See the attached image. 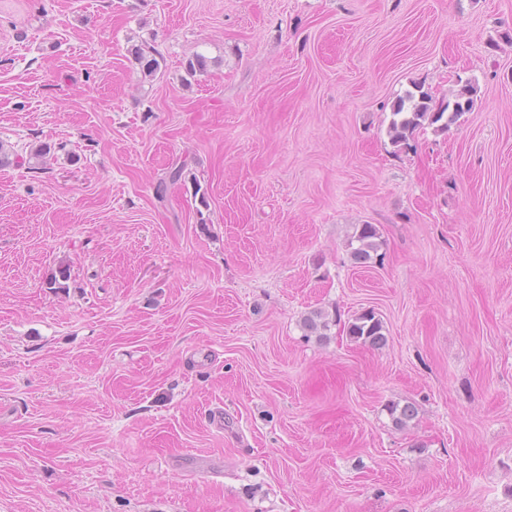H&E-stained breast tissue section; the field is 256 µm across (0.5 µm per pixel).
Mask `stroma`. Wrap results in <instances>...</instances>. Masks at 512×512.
Returning a JSON list of instances; mask_svg holds the SVG:
<instances>
[{"label":"stroma","mask_w":512,"mask_h":512,"mask_svg":"<svg viewBox=\"0 0 512 512\" xmlns=\"http://www.w3.org/2000/svg\"><path fill=\"white\" fill-rule=\"evenodd\" d=\"M0 143V512H512V0H0ZM129 53L140 66V71L144 77L153 80L160 71L161 61H163L157 49L151 44L142 41L140 44L133 45ZM457 86L458 88L452 92L454 101L450 112L449 100L445 104L432 105V98L419 90L418 97L412 92L400 97L393 105L388 127L391 143L398 149H403L409 145L414 131L425 123L433 126L443 121L441 128H448L463 112H468L473 107L477 88L472 82L462 83V80L458 81ZM380 233L376 225L359 224L351 235L348 246L356 264H366L381 247ZM332 325H336V316L330 318V315L322 310H314L302 320L304 334L316 336L318 339L326 338ZM382 320L369 310L356 315L347 325V335L355 342L380 348L387 342Z\"/></svg>","instance_id":"1"}]
</instances>
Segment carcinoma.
I'll return each mask as SVG.
<instances>
[{
	"instance_id": "carcinoma-1",
	"label": "carcinoma",
	"mask_w": 512,
	"mask_h": 512,
	"mask_svg": "<svg viewBox=\"0 0 512 512\" xmlns=\"http://www.w3.org/2000/svg\"><path fill=\"white\" fill-rule=\"evenodd\" d=\"M134 61L140 66L144 77L153 79L161 69L162 56L157 49L146 43L135 44L129 50ZM477 88L472 82L458 83V88L452 92L453 103L432 104V98L424 93H406L393 105L392 118L389 122L388 135L391 143L403 149L409 145V140L415 130L424 124H441L447 128L455 123L458 117L469 111L474 104ZM348 246L350 256L357 264H365L381 247L380 233L374 224H360L351 235ZM336 324V318L322 310H314L302 320V329L307 336L323 339L328 336L331 326ZM347 335L350 339L372 348H380L387 342L382 320L369 310L356 315L347 325ZM389 415L395 426L403 428L417 415L416 407L411 403H392L388 407Z\"/></svg>"
}]
</instances>
